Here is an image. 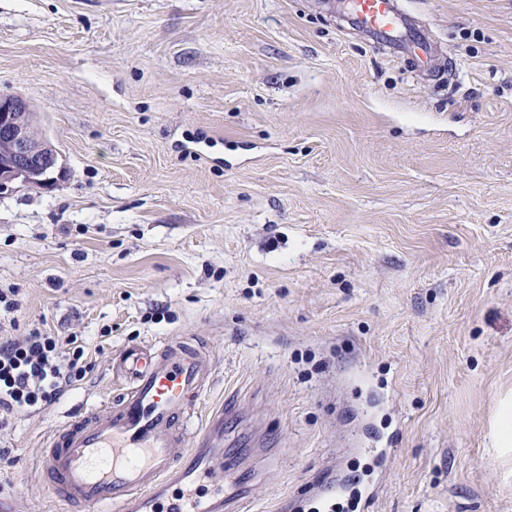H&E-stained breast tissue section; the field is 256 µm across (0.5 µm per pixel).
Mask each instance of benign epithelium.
<instances>
[{"label":"benign epithelium","mask_w":512,"mask_h":512,"mask_svg":"<svg viewBox=\"0 0 512 512\" xmlns=\"http://www.w3.org/2000/svg\"><path fill=\"white\" fill-rule=\"evenodd\" d=\"M37 124L25 99L0 96V191L16 181L49 189L64 176L58 151Z\"/></svg>","instance_id":"obj_1"}]
</instances>
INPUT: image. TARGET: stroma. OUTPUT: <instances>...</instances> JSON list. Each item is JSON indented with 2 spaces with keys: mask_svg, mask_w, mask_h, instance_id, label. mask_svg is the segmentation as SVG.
<instances>
[{
  "mask_svg": "<svg viewBox=\"0 0 512 512\" xmlns=\"http://www.w3.org/2000/svg\"><path fill=\"white\" fill-rule=\"evenodd\" d=\"M427 75L328 0H0V95L60 152L0 192V336L91 370L0 416V495L114 399L128 347L206 344L246 512H512V0H403ZM378 488L365 500L367 485ZM493 450L501 455L512 451V407L509 402L501 404L495 421Z\"/></svg>",
  "mask_w": 512,
  "mask_h": 512,
  "instance_id": "1",
  "label": "stroma"
}]
</instances>
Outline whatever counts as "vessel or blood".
Returning <instances> with one entry per match:
<instances>
[{"mask_svg": "<svg viewBox=\"0 0 512 512\" xmlns=\"http://www.w3.org/2000/svg\"><path fill=\"white\" fill-rule=\"evenodd\" d=\"M348 16L373 43L430 67L432 47L398 0H348ZM212 372L205 350L184 342L122 352L118 399L81 409L46 440L37 469L51 499L83 512H239L246 488L229 496L212 482L224 470L223 412L194 427Z\"/></svg>", "mask_w": 512, "mask_h": 512, "instance_id": "b4317fda", "label": "vessel or blood"}]
</instances>
